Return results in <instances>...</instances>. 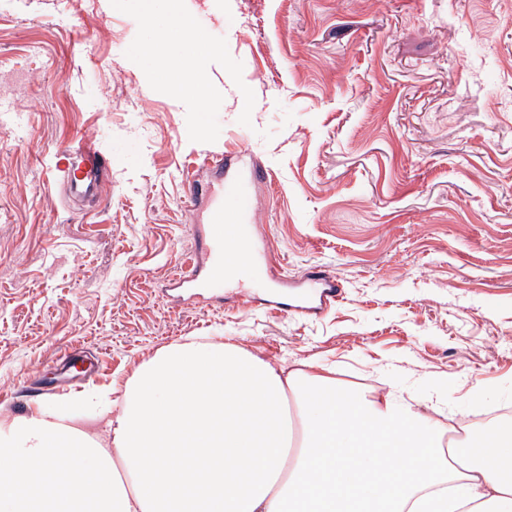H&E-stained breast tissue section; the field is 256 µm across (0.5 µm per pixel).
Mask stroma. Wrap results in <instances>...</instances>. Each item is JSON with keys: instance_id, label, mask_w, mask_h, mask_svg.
Here are the masks:
<instances>
[{"instance_id": "stroma-1", "label": "stroma", "mask_w": 512, "mask_h": 512, "mask_svg": "<svg viewBox=\"0 0 512 512\" xmlns=\"http://www.w3.org/2000/svg\"><path fill=\"white\" fill-rule=\"evenodd\" d=\"M209 97L171 95L143 0H0V416L128 378L220 336L271 360L384 377L448 410L512 408V0H179ZM251 110L225 100L227 82ZM111 158L99 196L59 187L74 140ZM248 147L264 279L331 269L317 318L232 298L167 306L191 251L189 185Z\"/></svg>"}]
</instances>
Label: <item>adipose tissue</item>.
I'll return each instance as SVG.
<instances>
[{"label": "adipose tissue", "mask_w": 512, "mask_h": 512, "mask_svg": "<svg viewBox=\"0 0 512 512\" xmlns=\"http://www.w3.org/2000/svg\"><path fill=\"white\" fill-rule=\"evenodd\" d=\"M166 82L192 106L208 79L163 37ZM219 340L169 345L64 411L0 419V512L62 491L56 512H512V421L481 454L444 442L448 388L344 390ZM67 456H60V445Z\"/></svg>", "instance_id": "1"}]
</instances>
